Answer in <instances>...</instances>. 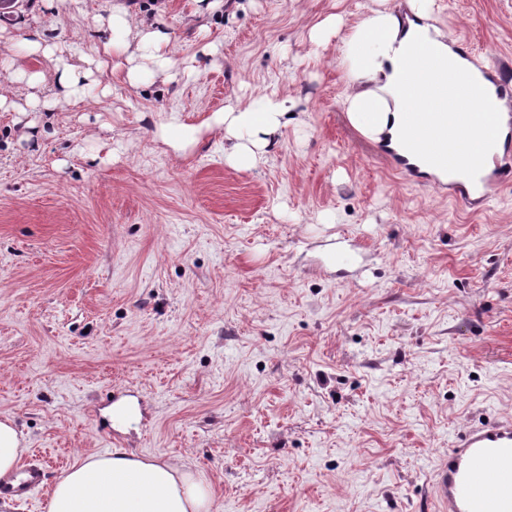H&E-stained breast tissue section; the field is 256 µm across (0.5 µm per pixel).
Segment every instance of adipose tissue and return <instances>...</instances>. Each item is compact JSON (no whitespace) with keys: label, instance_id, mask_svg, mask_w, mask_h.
I'll list each match as a JSON object with an SVG mask.
<instances>
[{"label":"adipose tissue","instance_id":"1","mask_svg":"<svg viewBox=\"0 0 512 512\" xmlns=\"http://www.w3.org/2000/svg\"><path fill=\"white\" fill-rule=\"evenodd\" d=\"M407 16L389 10L371 12L349 28L335 17L318 23L313 39L320 44L339 38V50L347 64L344 106L351 122L367 137L389 140L392 149L416 161V148L403 138L407 113L428 111L424 98H405L403 82L420 74V58L429 54L436 75L448 83L466 81L489 90L483 72L465 50L431 22L433 0H409ZM112 37L102 46L107 58L123 56L130 36L169 79L191 78L198 72L195 58L173 64L172 38L163 29L133 30L128 13L113 9ZM25 49L42 53L52 61L58 86L76 100H83L78 65L61 62L54 47L45 45L40 33L26 35ZM286 102L276 93L252 97L246 105H230L214 113L211 126L224 131V161L238 170L256 168L266 148L283 125ZM211 490L192 472L169 462L146 458L116 448L73 465L53 486L47 512H211Z\"/></svg>","mask_w":512,"mask_h":512}]
</instances>
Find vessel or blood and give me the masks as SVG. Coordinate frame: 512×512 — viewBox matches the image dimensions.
Instances as JSON below:
<instances>
[{
    "mask_svg": "<svg viewBox=\"0 0 512 512\" xmlns=\"http://www.w3.org/2000/svg\"><path fill=\"white\" fill-rule=\"evenodd\" d=\"M422 96L432 110L409 113L407 128L412 139L423 141L424 148L419 166H403L404 175L416 177L425 169L454 172L448 196L469 208L482 205L491 189L512 184L511 112L495 115L506 130L504 140L490 136L477 149L469 138L473 114L444 110L446 85L425 84ZM470 157L475 160L479 179L458 173L462 162ZM46 480L42 467L27 466L0 479V498L29 503ZM432 486L440 512H512V420L471 427L458 435L447 456L437 462Z\"/></svg>",
    "mask_w": 512,
    "mask_h": 512,
    "instance_id": "1",
    "label": "vessel or blood"
}]
</instances>
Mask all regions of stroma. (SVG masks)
I'll use <instances>...</instances> for the list:
<instances>
[{"label": "stroma", "mask_w": 512, "mask_h": 512, "mask_svg": "<svg viewBox=\"0 0 512 512\" xmlns=\"http://www.w3.org/2000/svg\"><path fill=\"white\" fill-rule=\"evenodd\" d=\"M167 29L200 73L138 87L93 72L0 111V417L56 483L124 448L189 467L211 512H436L454 435L512 419V186L464 208L388 167L349 121L337 42L405 0H15L7 35L97 56L108 5ZM482 69L512 58V0H434ZM224 57L214 66L206 53ZM0 94L44 60L0 38ZM277 90L285 124L257 169L207 129ZM199 127L174 150L166 111Z\"/></svg>", "instance_id": "1"}]
</instances>
